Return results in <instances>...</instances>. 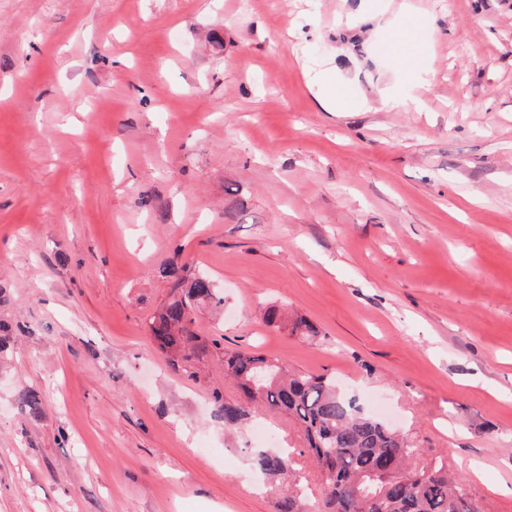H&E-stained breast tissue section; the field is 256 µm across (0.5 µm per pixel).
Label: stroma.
<instances>
[{
    "label": "stroma",
    "instance_id": "35a3bbf8",
    "mask_svg": "<svg viewBox=\"0 0 512 512\" xmlns=\"http://www.w3.org/2000/svg\"><path fill=\"white\" fill-rule=\"evenodd\" d=\"M174 257L224 297L194 379L149 336ZM0 322V512H273L247 451L303 439L213 417L228 350L334 377L512 512V0H0Z\"/></svg>",
    "mask_w": 512,
    "mask_h": 512
}]
</instances>
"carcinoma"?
<instances>
[{
  "instance_id": "obj_1",
  "label": "carcinoma",
  "mask_w": 512,
  "mask_h": 512,
  "mask_svg": "<svg viewBox=\"0 0 512 512\" xmlns=\"http://www.w3.org/2000/svg\"><path fill=\"white\" fill-rule=\"evenodd\" d=\"M186 265L172 259L159 267L175 295L152 319L151 337L172 360L182 363L186 377L196 376L195 362L210 348L194 332V312L201 304L217 308L224 297L204 275L186 278ZM224 372L243 399L214 396L215 417L224 429L236 430L263 409L288 415L301 429L302 448L259 450L251 467L277 485L288 480V492L274 498V512H481L477 495L459 476L448 474L442 459L415 464L416 449L386 422L365 413L353 397L336 390L330 377L285 374L272 360L237 350L224 351ZM21 410L40 416L42 401L29 389L17 393ZM313 459L324 483L317 499L308 496L295 461Z\"/></svg>"
}]
</instances>
